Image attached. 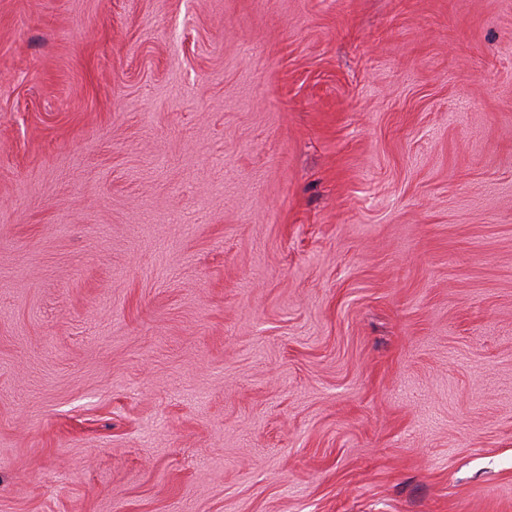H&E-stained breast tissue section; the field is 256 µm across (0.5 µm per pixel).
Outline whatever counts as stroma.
<instances>
[{
	"label": "stroma",
	"mask_w": 512,
	"mask_h": 512,
	"mask_svg": "<svg viewBox=\"0 0 512 512\" xmlns=\"http://www.w3.org/2000/svg\"><path fill=\"white\" fill-rule=\"evenodd\" d=\"M0 512H512V0H0Z\"/></svg>",
	"instance_id": "35a3bbf8"
}]
</instances>
